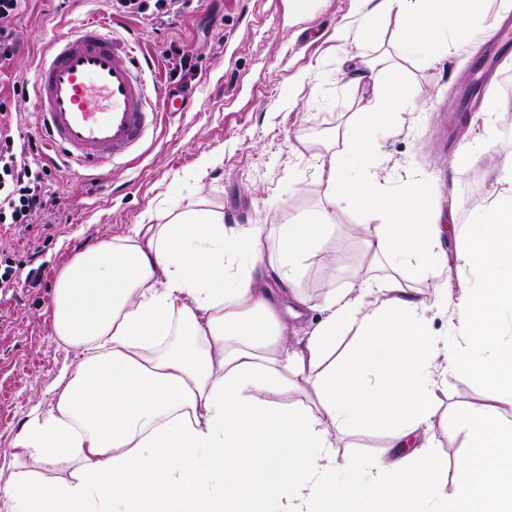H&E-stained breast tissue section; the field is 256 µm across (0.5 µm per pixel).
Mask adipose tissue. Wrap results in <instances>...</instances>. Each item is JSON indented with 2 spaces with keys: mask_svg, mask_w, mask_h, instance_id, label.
Listing matches in <instances>:
<instances>
[{
  "mask_svg": "<svg viewBox=\"0 0 512 512\" xmlns=\"http://www.w3.org/2000/svg\"><path fill=\"white\" fill-rule=\"evenodd\" d=\"M378 7L396 10L398 37L364 60L374 95L353 102L316 191L374 223L370 264L422 280L450 269L455 285L427 293L367 277L313 300L306 262H336L325 214L271 237L219 211L165 210L102 240L55 276L52 336L78 361L12 439L0 512H240L256 493L262 512H329L340 499L366 512H512V346L498 343L500 313L512 310V148L497 192L472 213L469 245L452 252L457 222H442L432 183L408 177L399 196L379 173L380 135L419 94L387 72L418 50L479 44L483 0ZM435 308L448 316L443 338L429 328ZM314 309L321 320L291 343L289 327ZM345 332L355 342L340 354ZM451 371L494 391L457 426L468 454L453 471L419 440ZM290 393L297 401L283 403ZM360 426L387 428L383 448L339 462L340 437ZM255 448L258 491L237 476Z\"/></svg>",
  "mask_w": 512,
  "mask_h": 512,
  "instance_id": "ef3b65f1",
  "label": "adipose tissue"
}]
</instances>
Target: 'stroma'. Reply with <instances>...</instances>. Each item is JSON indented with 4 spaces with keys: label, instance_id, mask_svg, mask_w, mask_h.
I'll return each instance as SVG.
<instances>
[{
    "label": "stroma",
    "instance_id": "35a3bbf8",
    "mask_svg": "<svg viewBox=\"0 0 512 512\" xmlns=\"http://www.w3.org/2000/svg\"><path fill=\"white\" fill-rule=\"evenodd\" d=\"M377 0H190L174 23L138 16H109L105 0H29L18 22L19 55L0 68V98L12 101L18 131L33 136L51 167L56 205L48 225L28 235L0 231V257L26 264L36 259L43 277L0 291V450L7 448L26 415L47 406V389L58 373L74 366L75 352L58 346L50 328L52 285L62 264L86 246L128 233L147 223L158 209L220 211L228 224H303L325 202L307 192L318 179L322 156L341 152L337 128L350 114L352 100L370 98L371 86L353 84L351 57L378 55L396 35L395 18L375 21L372 41L359 37L363 17ZM111 17L118 36L150 57L155 74L170 86L165 56L177 45L202 63L187 87L193 97L186 111L164 114L137 152L105 164L100 175L73 172L46 147L32 98L13 94V83L33 81L55 36L85 21ZM475 50L461 43L440 50L435 60L413 53L401 60L403 78L419 90L405 123L381 142L385 172L401 189L404 171L431 179L436 203L456 202L460 244H467L472 210L490 196L501 175L494 148L473 145V126L487 128L497 145L512 144V62L485 91L480 110L462 119L459 101L474 78ZM332 239L340 271L328 280L317 260L303 272V290L319 296L330 282L344 284L357 271L363 245L350 225L357 211H336ZM440 395L434 448L456 468L467 454L454 438L457 423L472 409L491 403L489 385L449 373Z\"/></svg>",
    "mask_w": 512,
    "mask_h": 512
}]
</instances>
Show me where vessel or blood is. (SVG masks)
<instances>
[{
  "instance_id": "b4317fda",
  "label": "vessel or blood",
  "mask_w": 512,
  "mask_h": 512,
  "mask_svg": "<svg viewBox=\"0 0 512 512\" xmlns=\"http://www.w3.org/2000/svg\"><path fill=\"white\" fill-rule=\"evenodd\" d=\"M512 55V35L481 55V77ZM149 61L113 36L105 20L57 36L33 87L38 126L71 165L100 168L136 150L164 112H181L183 97L149 80Z\"/></svg>"
}]
</instances>
